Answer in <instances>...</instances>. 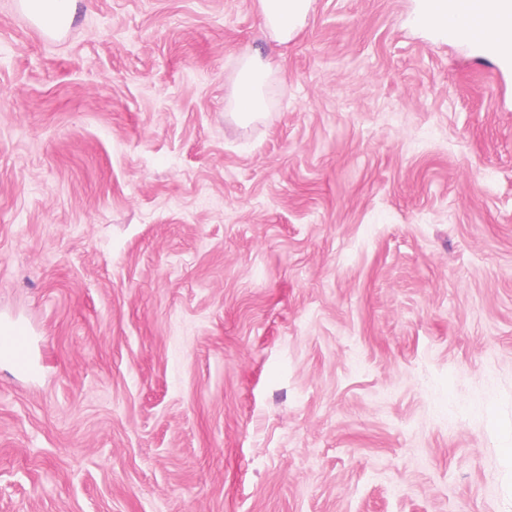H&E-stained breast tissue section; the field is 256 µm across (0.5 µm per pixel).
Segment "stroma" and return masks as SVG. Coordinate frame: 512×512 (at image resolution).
Returning a JSON list of instances; mask_svg holds the SVG:
<instances>
[{
    "label": "stroma",
    "mask_w": 512,
    "mask_h": 512,
    "mask_svg": "<svg viewBox=\"0 0 512 512\" xmlns=\"http://www.w3.org/2000/svg\"><path fill=\"white\" fill-rule=\"evenodd\" d=\"M314 0H0V512H512V56ZM22 8L48 31H63L69 24L75 0H21ZM313 0H255L260 26L268 45L288 43L305 23ZM277 72L268 54L244 52L225 94L227 114L242 124L265 117L271 111L269 90L277 81ZM13 336L9 327H0V352L12 361L20 372H28L32 368L30 336L23 327H14Z\"/></svg>",
    "instance_id": "obj_1"
}]
</instances>
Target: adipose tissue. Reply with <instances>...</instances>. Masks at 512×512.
<instances>
[{"label":"adipose tissue","mask_w":512,"mask_h":512,"mask_svg":"<svg viewBox=\"0 0 512 512\" xmlns=\"http://www.w3.org/2000/svg\"><path fill=\"white\" fill-rule=\"evenodd\" d=\"M313 0H255L260 26L269 45L288 43L305 23ZM22 8L48 31L64 30L69 24L74 0H21ZM277 67L269 55L260 51L244 52L238 61L225 98L229 115L249 124L271 110L269 90L277 80Z\"/></svg>","instance_id":"1"}]
</instances>
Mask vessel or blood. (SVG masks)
I'll return each mask as SVG.
<instances>
[{
    "mask_svg": "<svg viewBox=\"0 0 512 512\" xmlns=\"http://www.w3.org/2000/svg\"><path fill=\"white\" fill-rule=\"evenodd\" d=\"M449 21L460 26L462 34L494 47L499 36L512 32V0H447ZM0 355L12 361L20 372L32 368L31 342L23 327L0 338Z\"/></svg>",
    "mask_w": 512,
    "mask_h": 512,
    "instance_id": "obj_1",
    "label": "vessel or blood"
}]
</instances>
